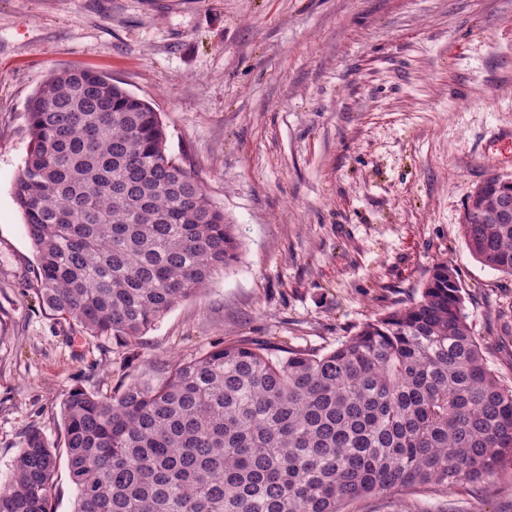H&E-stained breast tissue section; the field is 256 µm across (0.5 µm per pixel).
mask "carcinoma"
I'll return each mask as SVG.
<instances>
[{
    "instance_id": "cac0c4a2",
    "label": "carcinoma",
    "mask_w": 512,
    "mask_h": 512,
    "mask_svg": "<svg viewBox=\"0 0 512 512\" xmlns=\"http://www.w3.org/2000/svg\"><path fill=\"white\" fill-rule=\"evenodd\" d=\"M13 184L44 308L132 340L237 261L224 211L166 152L145 100L91 69L49 74L26 106ZM461 234L512 276V179L468 197ZM74 512H345L410 488L444 494L512 470V387L489 368L448 263L420 297L323 354L247 340L174 361L62 410ZM57 452L25 435L0 512H52Z\"/></svg>"
}]
</instances>
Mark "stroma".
<instances>
[{
  "label": "stroma",
  "mask_w": 512,
  "mask_h": 512,
  "mask_svg": "<svg viewBox=\"0 0 512 512\" xmlns=\"http://www.w3.org/2000/svg\"><path fill=\"white\" fill-rule=\"evenodd\" d=\"M89 68L147 101L169 155L237 224L236 264L133 341L43 308L12 184L25 107L52 71ZM512 178V0H0V482L25 433L58 453L62 406L112 396L247 340L325 353L419 296L448 262L487 363L512 384V276L479 263L467 196ZM349 512H512V471Z\"/></svg>",
  "instance_id": "1"
}]
</instances>
